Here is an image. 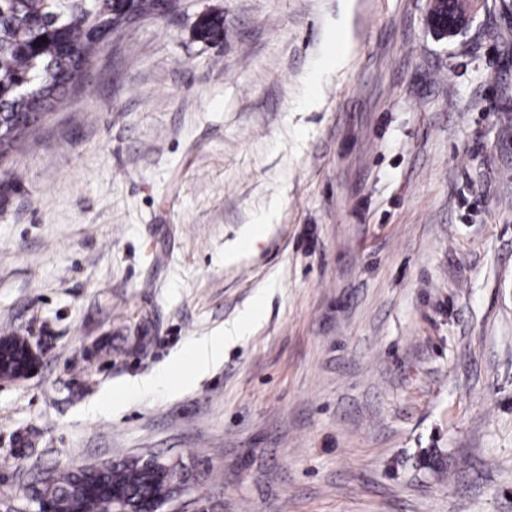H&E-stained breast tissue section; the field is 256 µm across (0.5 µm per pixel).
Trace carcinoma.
Here are the masks:
<instances>
[{
  "label": "carcinoma",
  "mask_w": 512,
  "mask_h": 512,
  "mask_svg": "<svg viewBox=\"0 0 512 512\" xmlns=\"http://www.w3.org/2000/svg\"><path fill=\"white\" fill-rule=\"evenodd\" d=\"M176 0H0V161L78 85L91 65L100 34L133 15H159ZM195 31L204 42L224 38V18L207 12ZM28 343L0 338V374L28 365ZM47 512H113L127 501L151 505L169 494L166 467L145 458L85 465L51 478Z\"/></svg>",
  "instance_id": "1"
}]
</instances>
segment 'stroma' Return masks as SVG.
Wrapping results in <instances>:
<instances>
[{
  "instance_id": "1",
  "label": "stroma",
  "mask_w": 512,
  "mask_h": 512,
  "mask_svg": "<svg viewBox=\"0 0 512 512\" xmlns=\"http://www.w3.org/2000/svg\"><path fill=\"white\" fill-rule=\"evenodd\" d=\"M428 8L182 0L98 47L0 165V337L39 354L0 512L151 456L174 512H512V0ZM453 2V10L452 13L455 17L460 19V23H465L466 20V13L470 10L471 1L469 0H454ZM450 0H431V6L429 9V12L427 14L426 19H431L434 16V21L431 20L433 27H440L444 30H447L445 32L448 33V27L450 28V32L457 34L461 31L462 27L458 26L456 27V24L452 22V18L450 16V6L449 4L452 3ZM440 6V8H439ZM435 9H439L442 11V14H438ZM441 18L442 22L437 23V19ZM444 23V26L443 24ZM444 32V33H445ZM195 31L198 39L204 42L224 39V18L219 13H203L196 22ZM247 321L243 320L224 328V336H204L191 347L195 373H205L224 360V346L243 334Z\"/></svg>"
}]
</instances>
